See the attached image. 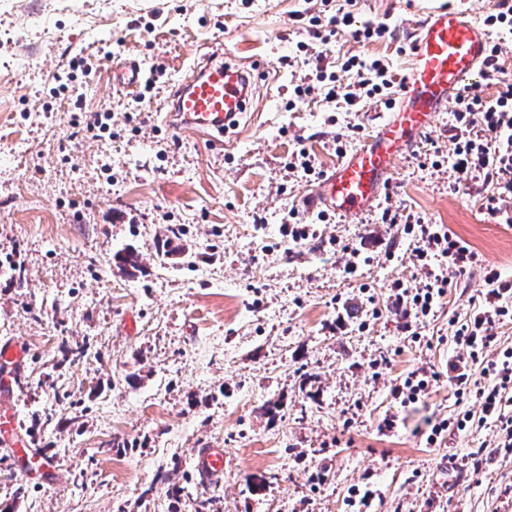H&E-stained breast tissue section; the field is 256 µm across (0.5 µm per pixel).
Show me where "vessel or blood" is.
<instances>
[{"label":"vessel or blood","instance_id":"vessel-or-blood-1","mask_svg":"<svg viewBox=\"0 0 512 512\" xmlns=\"http://www.w3.org/2000/svg\"><path fill=\"white\" fill-rule=\"evenodd\" d=\"M490 44L489 30L466 5L426 15L414 31L412 71L389 119L376 126L362 148L324 175L304 196V208L356 215L376 203L394 174L395 161L419 142L437 113L465 87L485 80ZM250 76V71L211 58L195 64L191 77L173 94L166 122L200 135L236 129L245 112ZM0 446L12 458L24 459L34 472L57 471L50 457L30 448L15 415L0 414ZM194 466L201 479H218L224 472L223 449L195 450Z\"/></svg>","mask_w":512,"mask_h":512}]
</instances>
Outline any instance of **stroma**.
Wrapping results in <instances>:
<instances>
[{
	"mask_svg": "<svg viewBox=\"0 0 512 512\" xmlns=\"http://www.w3.org/2000/svg\"><path fill=\"white\" fill-rule=\"evenodd\" d=\"M458 0H0V344L27 355L13 407L32 447L64 481L43 484L0 454V507L10 512H500L512 501V454L494 423L426 445L430 420L458 405L446 382L400 407L408 372L445 370L484 269L512 281V192L454 167L456 130L438 113L400 158L380 201L359 215L308 214L303 244L281 225L314 183L287 166L304 148L321 170L336 148L362 146L392 111L378 96L348 112L293 89L316 82L311 51L332 71L352 56L387 62L394 88L412 65L424 14ZM348 5L382 38L331 35ZM322 23L312 37V18ZM255 63L250 123L223 145L159 117L203 54ZM82 58L87 70L72 68ZM137 62L151 86L119 90L114 66ZM110 117L83 131V117ZM396 223L383 221V211ZM440 224L480 269L451 282L434 317L410 332L391 285L418 283L406 218ZM181 253H157L169 228ZM367 259L344 272V247ZM140 254V269L114 254ZM86 358L63 360V348ZM398 414L397 432L380 425ZM224 451L202 483L197 448ZM482 452L481 468L472 455ZM24 496H16L18 485Z\"/></svg>",
	"mask_w": 512,
	"mask_h": 512,
	"instance_id": "35a3bbf8",
	"label": "stroma"
}]
</instances>
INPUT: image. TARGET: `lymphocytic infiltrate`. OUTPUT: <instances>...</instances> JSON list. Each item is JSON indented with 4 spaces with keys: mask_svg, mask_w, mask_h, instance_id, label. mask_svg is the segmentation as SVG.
Segmentation results:
<instances>
[{
    "mask_svg": "<svg viewBox=\"0 0 512 512\" xmlns=\"http://www.w3.org/2000/svg\"><path fill=\"white\" fill-rule=\"evenodd\" d=\"M342 68L355 72L358 91L343 87L336 73L320 68L316 71L320 94L328 102L355 106L360 95L384 94L390 87L387 66L378 59L350 57ZM488 83L497 85L495 99L485 100L474 88L464 89L457 97L453 116L458 134L454 153L459 171L477 168L487 179L512 189V83L501 80L497 69H490ZM479 135H472V127ZM407 234L416 242V257L423 279L418 287H408L403 281L392 284L394 304L402 312L407 327L413 328L433 316L448 292L450 282L442 271L433 269L431 262L446 259L456 272L467 273L477 265V254L467 244L448 233L440 224L416 221L406 224ZM489 289L481 294L468 319L454 323L452 333L461 355L449 361L446 372L413 370L391 388L393 400L406 407L418 403L427 395L432 382L447 379L457 400L475 401L480 414L463 412L434 422L426 437L427 445L441 442L445 435L460 432L474 424L495 422L500 431L498 446L512 452V349L499 350L488 357L487 349L495 340L497 322L512 317V281L501 279L493 270L485 271Z\"/></svg>",
    "mask_w": 512,
    "mask_h": 512,
    "instance_id": "lymphocytic-infiltrate-1",
    "label": "lymphocytic infiltrate"
}]
</instances>
